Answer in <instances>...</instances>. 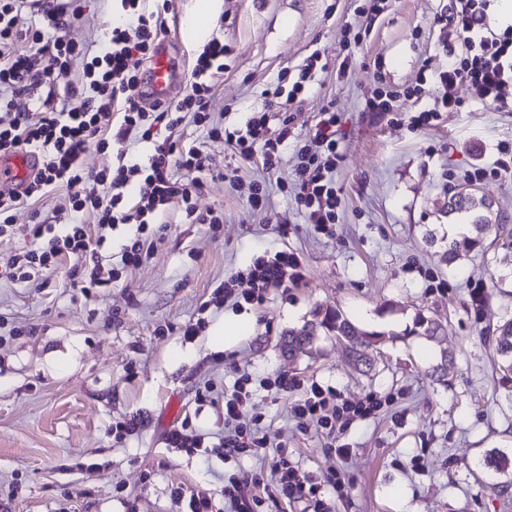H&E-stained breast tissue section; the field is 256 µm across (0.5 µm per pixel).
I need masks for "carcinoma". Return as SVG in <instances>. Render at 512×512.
Segmentation results:
<instances>
[{"label":"carcinoma","mask_w":512,"mask_h":512,"mask_svg":"<svg viewBox=\"0 0 512 512\" xmlns=\"http://www.w3.org/2000/svg\"><path fill=\"white\" fill-rule=\"evenodd\" d=\"M448 215H457L462 231L450 237H442L446 241L445 255L448 263L453 264L479 248L482 234L492 226H500L503 219L494 214L487 197L475 192L471 194L455 193L448 198ZM320 329L336 336L343 341L349 359L354 368L363 373L372 370L373 362L370 353L388 340H396L400 335L368 331L351 322L343 314L334 310L317 312L315 320L304 324L299 329L288 330V353L304 352L312 348L317 332ZM444 332L443 325L435 320L418 317L412 334L425 336L436 341ZM494 351L497 355L498 368L504 375H512V319L504 321L495 329Z\"/></svg>","instance_id":"carcinoma-1"}]
</instances>
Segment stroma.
<instances>
[{"instance_id":"stroma-1","label":"stroma","mask_w":512,"mask_h":512,"mask_svg":"<svg viewBox=\"0 0 512 512\" xmlns=\"http://www.w3.org/2000/svg\"><path fill=\"white\" fill-rule=\"evenodd\" d=\"M194 0H170L160 37L171 39L178 78L173 97L189 91L203 50L183 25ZM369 0H224L210 35L224 43V69L211 83L215 123L240 129L256 113L271 128L288 125L277 163L262 153L244 159L206 128L184 124L172 137L199 147L210 173L195 198L199 212L219 224L185 218L171 199L150 259L119 271L116 280L82 289L71 261L44 273L40 287L0 282V512H177L169 487L203 488L224 504L231 479H270L274 456L202 459L169 447L182 429L206 444L224 434V394L235 371L254 380L288 372L297 380L284 394L257 390L248 417L258 418L271 445L286 446L302 474L319 482L339 476L343 496L334 512H512V488L488 464L512 461V375L494 369L489 337L512 318V171L496 169L502 144H512V89L506 108L486 106L460 86L459 111L416 125L438 90L457 41L448 26V0H386L363 26ZM117 0H87L68 29L74 41L102 37L119 19ZM313 77L292 84L310 56ZM349 67H342V60ZM293 91L280 108L275 87ZM396 94L397 111L372 112L373 95ZM339 117L340 160L334 178L336 233L308 224L293 183L298 145L322 105ZM484 170L483 179L474 171ZM267 190L252 207L249 183ZM486 194L506 228H491L479 251L449 267L442 242L450 187ZM298 254L299 285L272 288L262 303L214 305L215 289L263 254ZM486 287L474 312L470 284ZM340 310L366 330L399 333L381 345L370 375L356 372L343 348L320 335L296 357L279 341L319 310ZM442 323L439 341L413 334L418 316ZM201 322L187 339V324ZM245 321L251 328L218 346L217 328ZM454 363L447 383L428 367L440 350ZM332 387L352 402L389 396L384 408L339 433L347 460L330 450L316 423L299 429L291 409L311 383ZM211 398L202 404L197 393ZM141 415L140 430L122 441L113 423Z\"/></svg>"}]
</instances>
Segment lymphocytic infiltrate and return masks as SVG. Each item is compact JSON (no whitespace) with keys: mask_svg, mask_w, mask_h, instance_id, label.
Segmentation results:
<instances>
[{"mask_svg":"<svg viewBox=\"0 0 512 512\" xmlns=\"http://www.w3.org/2000/svg\"><path fill=\"white\" fill-rule=\"evenodd\" d=\"M124 11L120 25L109 29L103 38L77 43L66 30L78 19L85 0H0V156L34 150L40 155V170L20 191L0 192V235L16 231L14 212L24 203H34L60 187H72L85 177L84 155L90 145L99 150L118 146L117 166L105 167L94 176L98 192L70 195L56 208L54 217L37 219L27 235L32 245L7 259L0 260V279L28 282L42 276L64 259L75 260V272L86 287L103 281L104 266L99 251L104 233L119 224H132L136 234L120 255L122 266H137L154 247L150 224L156 223L166 202L181 197L187 218L198 224H216L214 213L197 211L194 199L203 183L200 175L207 169V157L196 146L168 139L158 145L143 164H125L121 146L130 134L142 140L154 135L156 125L175 130L183 122L204 126L214 138H223L241 157L262 152L272 159L287 141L288 127L271 129L266 116L252 118L245 128L223 132L212 125L208 99L211 87L206 75L224 68V43L211 40L199 54L192 73L190 93L178 100L145 107L138 94L140 83L130 70L134 57L152 55L158 36V13L143 12L140 0H120ZM494 0H450L448 25L464 47L463 56H450L448 69L439 76L441 92L421 111L419 119L427 124L438 113L455 112L461 106L457 95L465 85L484 105L504 107L503 92L512 86V23L502 25L492 19ZM31 49L18 51V42ZM87 62L79 77H72L70 62L75 56ZM30 101L27 110L15 109L16 97ZM122 102V121L117 131H106L101 121L115 102ZM340 138L338 120L331 106H323L317 122L303 139L299 149L302 164L296 185L297 197L308 223L326 236H334L339 199L333 172L336 168ZM184 170L174 177L173 168ZM148 184L134 206H127L126 194L137 181ZM89 216L97 224V235H89L84 224H67L66 214ZM247 278L251 288L234 293L231 283L219 286L223 297L240 304L262 302L272 288L298 284L302 278L300 259L291 251H278L257 258ZM253 395L252 378L239 374L233 390L224 397V439L218 452L224 457L268 445L259 429L241 425L240 419ZM382 406L381 398L370 396L353 404L340 393L319 384H311L303 399L292 409L298 424L317 422L328 435L351 421L366 419ZM264 493L290 502L313 499L312 512H331L318 495L320 486L308 483L288 460H281Z\"/></svg>","mask_w":512,"mask_h":512,"instance_id":"f902f5d3","label":"lymphocytic infiltrate"}]
</instances>
